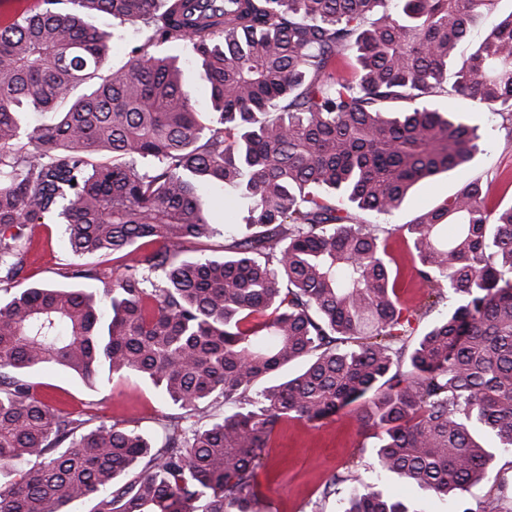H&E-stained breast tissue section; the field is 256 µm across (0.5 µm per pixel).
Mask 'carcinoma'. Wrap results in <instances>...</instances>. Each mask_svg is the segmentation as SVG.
<instances>
[{"instance_id":"obj_1","label":"carcinoma","mask_w":512,"mask_h":512,"mask_svg":"<svg viewBox=\"0 0 512 512\" xmlns=\"http://www.w3.org/2000/svg\"><path fill=\"white\" fill-rule=\"evenodd\" d=\"M66 1L148 35L103 77L111 34ZM45 2L0 27V286L27 264L23 227L56 219L71 277L103 288L0 299V512H255L278 421L357 401L385 474L443 500L483 481L512 448V205L475 179L402 225L428 308L448 301L412 345L386 239L356 211L390 216L479 152L478 126L426 97L467 98L512 138V11L458 53L502 0ZM168 44L201 61L209 111ZM214 186L245 201L249 234L180 259L216 234ZM111 253L135 258L110 281L82 262ZM54 368L136 374L181 413L158 447L93 426L34 394ZM342 512L419 510L351 486ZM224 254V235H216L208 240L188 243L184 255L191 257L213 256L218 257Z\"/></svg>"}]
</instances>
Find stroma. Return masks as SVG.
<instances>
[{"label": "stroma", "instance_id": "35a3bbf8", "mask_svg": "<svg viewBox=\"0 0 512 512\" xmlns=\"http://www.w3.org/2000/svg\"><path fill=\"white\" fill-rule=\"evenodd\" d=\"M93 25L113 30L110 51L104 69L123 64L129 51L145 38L141 24H115L103 16L92 17ZM477 122L485 142L483 154L477 155L462 171L440 174L417 185L392 216L380 218L362 212V219L388 229V251L399 270V294L404 307L419 310L429 288L413 272V256L402 224L422 211L439 204L464 183L480 179L489 188V204L512 203V143L507 142L500 116L486 112ZM26 233L32 239L24 271L11 285L20 291L37 284H67V273L74 257L63 225L32 224ZM38 394L54 398L56 408L73 413H89L97 420L116 422L160 440L163 416L172 406L155 386L137 376L112 379L93 388L62 370L40 372L32 377ZM359 408L352 405L320 421L288 417L280 420L271 440L263 450L259 471L261 492L256 512H338L339 494L325 493L334 475L352 469L359 482L384 494L411 502L419 512H483L490 501H497L501 512H512V498L501 496L500 476H512V452L500 453L491 474L455 501H441L411 489L398 480L386 478L378 469L375 438L363 428Z\"/></svg>", "mask_w": 512, "mask_h": 512}]
</instances>
